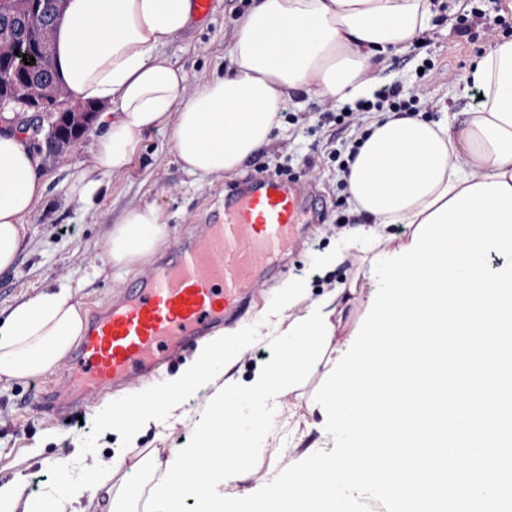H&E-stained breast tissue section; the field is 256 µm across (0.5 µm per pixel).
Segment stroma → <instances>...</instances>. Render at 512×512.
I'll list each match as a JSON object with an SVG mask.
<instances>
[{
    "label": "stroma",
    "mask_w": 512,
    "mask_h": 512,
    "mask_svg": "<svg viewBox=\"0 0 512 512\" xmlns=\"http://www.w3.org/2000/svg\"><path fill=\"white\" fill-rule=\"evenodd\" d=\"M251 4L252 0H213L208 15L194 17L183 34L163 47V54L184 70L188 89L223 72L234 22ZM434 4V27L422 36V49L414 53L404 49L394 55L385 80L386 86L396 88L402 99L413 100L416 112L430 120L446 111L476 109L473 93L464 90L467 75L492 43L488 29L500 32L512 27V0H434ZM465 24L470 30L464 35L460 28ZM337 110L335 101L315 96L287 101L279 115L282 131L278 137L237 173L225 176L187 174L171 151L168 132L149 133L138 160L121 174L107 177L104 194L89 209L68 199L64 181L70 166L89 161L92 134L71 143L65 158L55 163L42 150L44 131L28 130L29 145L48 180V189L24 220L26 236L16 268L0 277V312L53 282L71 286L73 300L86 317L103 312L141 279L140 274L104 264L107 231L126 209L159 208L171 230L169 243L174 246L208 223L224 202L225 188L259 175L262 167L282 164L312 196L317 214L278 275L259 281L254 289V302L243 320L260 323L262 332L271 331L273 322L266 313L274 307L276 288L282 281L299 278L325 293L349 283L364 265L359 251L351 252L335 268L317 261L321 252L335 245L343 230L340 219L349 212L336 155L348 152L373 118L372 113L358 111L341 124L320 123V115ZM77 360V355H70L39 380L0 387V474L23 471L29 495H39L45 486L58 482L57 464L66 459L71 462L69 478H81V467L71 461L76 445L92 452L107 449L108 439L93 418L95 408L107 399L105 389L82 393V422L78 425L37 405L44 394L59 402L66 399L76 385ZM320 385V375L311 376L276 408L266 442L279 458H259L258 476L266 478L271 469H283L289 457L302 454L309 445L333 447L332 437L315 432L300 436L288 420L293 412L307 421H319V414L309 412L308 404Z\"/></svg>",
    "instance_id": "obj_1"
}]
</instances>
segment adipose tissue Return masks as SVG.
Instances as JSON below:
<instances>
[{
  "mask_svg": "<svg viewBox=\"0 0 512 512\" xmlns=\"http://www.w3.org/2000/svg\"><path fill=\"white\" fill-rule=\"evenodd\" d=\"M193 0H68L55 33L54 64L77 101L105 106L88 162L74 164L65 179L68 197L91 207L103 178L138 159L145 134L170 133L172 150L188 174H233L277 135L278 113L302 94L356 106L371 98L367 74L375 64L419 40L433 25L431 0H253L235 21L221 75L184 95L185 73L161 47L189 26ZM468 86L483 100L459 126L382 112L344 175L353 214L364 228L344 235L320 263L336 267L351 251L390 254L410 245V232L438 207L476 183L512 185V38L495 40L470 72ZM47 181L27 140L0 127V276L17 265L25 238L23 220L44 197ZM408 233L388 235L389 225ZM170 229L153 206L128 208L111 225L109 266L135 271L169 242ZM310 308L307 283H284L275 305V332L287 330ZM87 331L70 288L49 285L0 316V383L52 371ZM259 329L241 325L201 343L196 360L173 377L136 389L141 407L128 416L113 402L96 423L117 436L109 460L85 462L84 476L64 482L63 494L46 487L25 493L21 475L0 480V512H132L140 498L131 479L146 464L161 470L160 449L137 450L143 428L195 417L179 414L181 401L200 387L215 391ZM162 404H154L156 396Z\"/></svg>",
  "mask_w": 512,
  "mask_h": 512,
  "instance_id": "obj_1",
  "label": "adipose tissue"
}]
</instances>
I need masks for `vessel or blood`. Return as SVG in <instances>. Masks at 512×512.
<instances>
[{"label":"vessel or blood","mask_w":512,"mask_h":512,"mask_svg":"<svg viewBox=\"0 0 512 512\" xmlns=\"http://www.w3.org/2000/svg\"><path fill=\"white\" fill-rule=\"evenodd\" d=\"M308 221L291 183L257 177L224 193L222 214L96 317L79 342V384L126 387L155 374L172 353L234 321L252 288L279 268Z\"/></svg>","instance_id":"1"}]
</instances>
